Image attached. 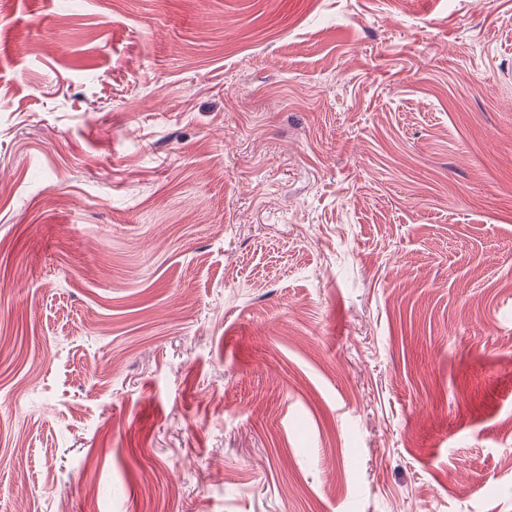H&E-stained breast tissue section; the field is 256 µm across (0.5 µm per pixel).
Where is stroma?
Returning <instances> with one entry per match:
<instances>
[{"label": "stroma", "mask_w": 512, "mask_h": 512, "mask_svg": "<svg viewBox=\"0 0 512 512\" xmlns=\"http://www.w3.org/2000/svg\"><path fill=\"white\" fill-rule=\"evenodd\" d=\"M512 512V0H0V512Z\"/></svg>", "instance_id": "stroma-1"}]
</instances>
